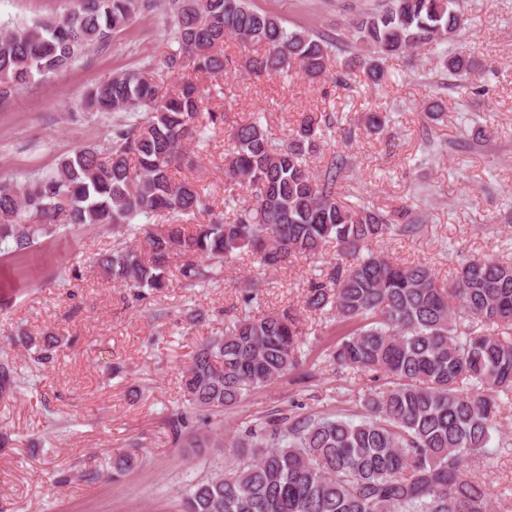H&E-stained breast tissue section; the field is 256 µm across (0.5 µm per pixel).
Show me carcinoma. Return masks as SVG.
I'll list each match as a JSON object with an SVG mask.
<instances>
[{
  "label": "carcinoma",
  "mask_w": 512,
  "mask_h": 512,
  "mask_svg": "<svg viewBox=\"0 0 512 512\" xmlns=\"http://www.w3.org/2000/svg\"><path fill=\"white\" fill-rule=\"evenodd\" d=\"M154 6L155 0H74L60 17L1 31L0 98L56 73ZM168 6L176 44L168 72L190 67L214 79L233 64L224 50L233 39L241 47L265 46L248 59L258 78L298 67L313 80L334 55L349 52L336 80L358 64L380 84L387 58L453 41L467 22L460 0H383L376 11L349 18L333 38L290 29L249 0ZM440 59L451 76L486 69L465 49ZM214 91L212 83L189 79L168 88L150 68L122 71L90 88L89 111L125 113L112 129L108 160L81 148L50 175L0 182V244L24 251L60 223L110 224L124 236L141 235L144 249L119 246L99 259L136 297L165 288L177 258L187 287L208 288L244 252L270 268L319 257L332 246L336 257L310 282L304 307L331 312L348 326L330 357L375 382L361 399V417L268 418L227 441L222 432L189 426L192 417L219 416L300 366L299 314L288 308L252 315L261 284L247 281L239 316L192 356L182 410L168 419L183 448H229L224 471L185 493L183 512H494L493 494L476 470L490 455L498 395L512 391V261L473 258L443 284L427 264L375 250L386 237L419 233L423 220L406 206L384 211L344 202L336 191L346 165L340 153L312 171L309 159L334 126L327 114L305 116L285 141L258 117L237 126L224 169V208L232 217L187 232L183 221L213 214V202L191 182L175 180L172 168L192 161L187 141H206L210 126L223 122L206 109ZM161 213L171 220L156 226L152 218ZM20 381L13 362L0 359V394Z\"/></svg>",
  "instance_id": "cac0c4a2"
}]
</instances>
